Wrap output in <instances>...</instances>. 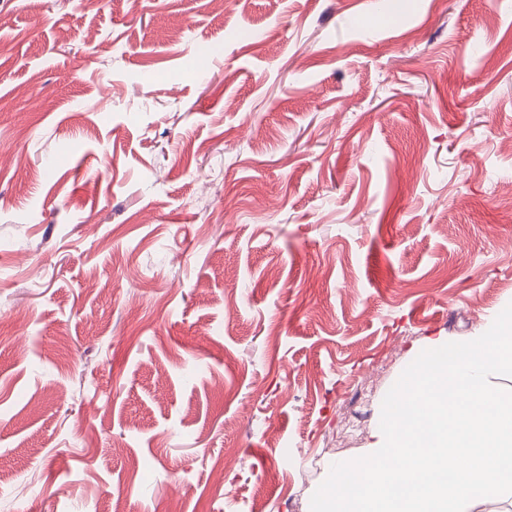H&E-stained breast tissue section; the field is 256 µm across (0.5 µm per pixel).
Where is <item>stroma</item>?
<instances>
[{"instance_id":"35a3bbf8","label":"stroma","mask_w":512,"mask_h":512,"mask_svg":"<svg viewBox=\"0 0 512 512\" xmlns=\"http://www.w3.org/2000/svg\"><path fill=\"white\" fill-rule=\"evenodd\" d=\"M511 194L512 0H0V512H310Z\"/></svg>"}]
</instances>
